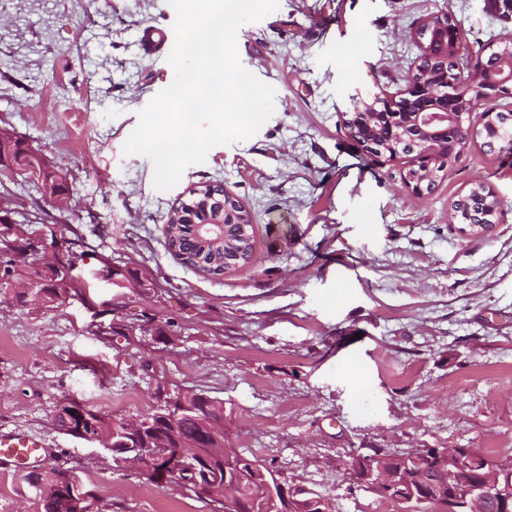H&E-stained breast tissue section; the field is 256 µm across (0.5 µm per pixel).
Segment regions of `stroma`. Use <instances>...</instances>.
I'll return each instance as SVG.
<instances>
[{"label":"stroma","mask_w":512,"mask_h":512,"mask_svg":"<svg viewBox=\"0 0 512 512\" xmlns=\"http://www.w3.org/2000/svg\"><path fill=\"white\" fill-rule=\"evenodd\" d=\"M440 12L473 44L512 34V0H278L237 34L242 65L276 90L273 115L160 191L123 145L173 73L134 44L144 25L172 26L167 0H0V129L70 186L59 204L11 179L0 199L85 253L60 308L0 296V432L41 438L45 469H69L89 512L215 507L59 431L66 399L132 418L185 389L220 398L226 441L333 512L388 505L350 488L357 456L512 457V166L472 147L417 198L403 183L413 156L374 161L343 128L349 91L403 87L417 23ZM213 180L250 212L255 245L218 279L175 259L162 230ZM478 180L500 207L491 232L465 235L448 216ZM114 266L152 287L114 286Z\"/></svg>","instance_id":"35a3bbf8"}]
</instances>
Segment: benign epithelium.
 I'll return each instance as SVG.
<instances>
[{
    "mask_svg": "<svg viewBox=\"0 0 512 512\" xmlns=\"http://www.w3.org/2000/svg\"><path fill=\"white\" fill-rule=\"evenodd\" d=\"M459 22L453 18L435 20L430 17L416 29L420 56L405 79L404 88L394 96L386 97L356 88L347 94L348 108L343 112L348 133L372 158L394 157L397 144L404 143L416 153L413 170L432 171L440 164H449L461 158L478 139V131L466 125V115L493 98L512 96V36L502 39L490 53H482L474 62L467 80L448 69V52L457 46ZM16 138L0 131V175L14 171L13 157L19 147ZM20 147L34 155L41 167L40 181L45 194L61 198L59 181L63 173L45 161L35 148L25 143ZM405 187L414 196H425L432 186L426 178L411 176ZM183 201L186 210H178L182 223L192 225L202 237H227L237 233V227L248 223L246 208L221 184H201L188 191ZM497 208L485 214L486 223L473 224L458 209L452 218L469 228L471 233H483L493 223ZM11 234L0 236V246L9 250L20 248L33 259L37 269L46 260L57 261L66 248L64 238L42 231L28 235L26 242L10 240ZM79 431L88 438H96L93 419L82 411L73 410ZM212 443L190 445L188 457L192 470L204 480L197 481L200 496L215 497L211 467L215 457L224 454L220 439L211 434ZM439 463L448 465V512H485L484 505L492 500L496 512H512V466L486 465L465 448H437L431 453ZM371 464L362 473H353V483L379 496L388 497L398 491L403 501L410 504L431 498L437 491L424 478L411 481L402 472L384 468L385 457H368ZM261 479L260 497L249 500L239 494H224V505L234 512H296L302 495L286 489L273 471L249 460L241 461Z\"/></svg>",
    "mask_w": 512,
    "mask_h": 512,
    "instance_id": "obj_1",
    "label": "benign epithelium"
}]
</instances>
